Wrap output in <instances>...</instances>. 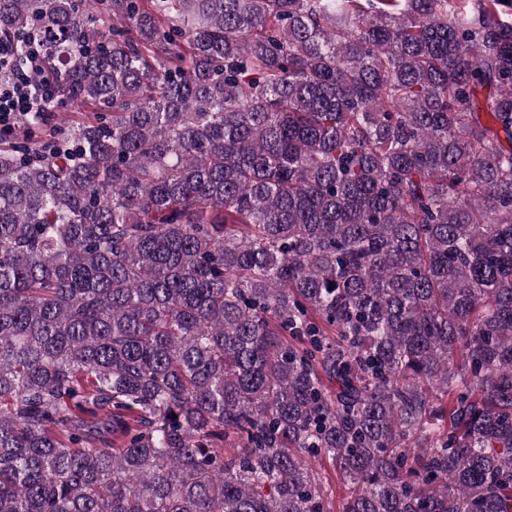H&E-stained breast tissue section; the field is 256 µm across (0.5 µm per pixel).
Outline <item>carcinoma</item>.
<instances>
[{
    "label": "carcinoma",
    "mask_w": 512,
    "mask_h": 512,
    "mask_svg": "<svg viewBox=\"0 0 512 512\" xmlns=\"http://www.w3.org/2000/svg\"><path fill=\"white\" fill-rule=\"evenodd\" d=\"M0 29L96 109L0 143V512H512V0ZM311 464L313 468L322 474L326 486L329 489L330 497L333 501L334 512H339V507L343 502V498L348 496V486L343 483L336 467L330 459L326 458H312Z\"/></svg>",
    "instance_id": "1"
}]
</instances>
